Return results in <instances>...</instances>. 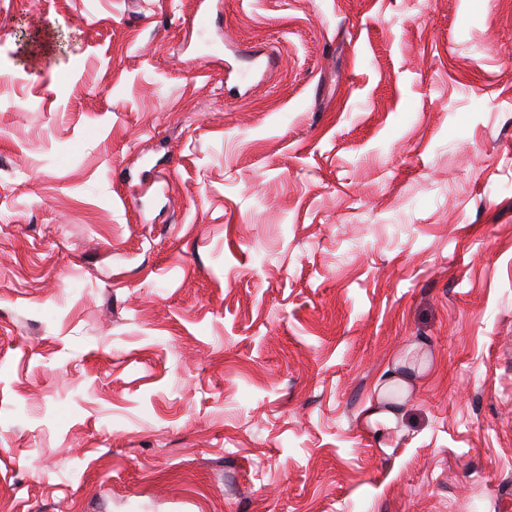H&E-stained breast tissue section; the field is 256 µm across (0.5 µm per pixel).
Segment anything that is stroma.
Wrapping results in <instances>:
<instances>
[{
	"label": "stroma",
	"instance_id": "obj_1",
	"mask_svg": "<svg viewBox=\"0 0 512 512\" xmlns=\"http://www.w3.org/2000/svg\"><path fill=\"white\" fill-rule=\"evenodd\" d=\"M0 512H512V0H0ZM409 390V381L396 372L388 371L379 386L376 404L368 403L364 417L379 440L388 439L402 426L404 399ZM382 404H386L382 407Z\"/></svg>",
	"mask_w": 512,
	"mask_h": 512
}]
</instances>
